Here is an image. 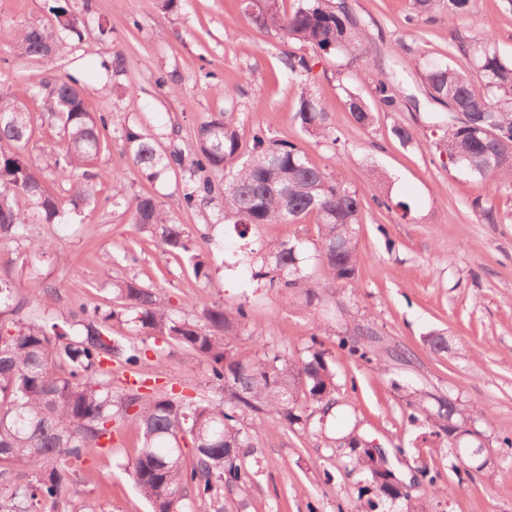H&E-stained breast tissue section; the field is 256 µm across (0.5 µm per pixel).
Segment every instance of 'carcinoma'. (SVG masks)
Returning <instances> with one entry per match:
<instances>
[{"mask_svg": "<svg viewBox=\"0 0 512 512\" xmlns=\"http://www.w3.org/2000/svg\"><path fill=\"white\" fill-rule=\"evenodd\" d=\"M475 0H446L448 19L471 13ZM245 11L256 26L271 28L288 40L323 55L343 56L352 64L369 61L371 40L363 18L344 0H298L287 13L277 0H252ZM57 26L0 27V41L22 57L50 64L54 56L42 52L59 39L58 31H75L78 17L67 5L53 8ZM462 54L480 71L483 89L463 73L464 67L443 60L423 63L419 79L426 98L407 97L415 108L424 105L436 113L431 135L440 155L474 178L512 182V60L503 59L486 35L474 38ZM42 102V119L63 132L66 147L51 165L35 168L26 153L33 129L26 99L0 90V103L24 113L16 123L0 112V238L28 241L29 225L53 224L63 210L83 213L95 198L92 162L102 150L103 132L117 124V116L92 112L85 87L75 77L49 74L31 87ZM404 96L398 76L379 78L372 100L394 111ZM345 109L360 126L374 120V107L359 93L345 90ZM296 117L310 137L338 145L329 116L315 95L301 93ZM125 153L149 180L171 170L181 181L183 208L209 207L215 224H231L238 236L264 224H296L309 215L317 218V251L326 277L353 284L360 256L357 229L363 203L358 191L343 185L313 163L296 144L264 133L242 145L239 131L222 113L197 128L191 159L176 145L161 149L156 136L136 125L122 126ZM227 172L224 184L211 175ZM70 182L63 197L49 183ZM23 196L31 207L22 210L15 199ZM112 205L124 206L131 223L145 229L159 247L183 257L194 278L207 281L211 264L197 244L149 194L125 195L117 189ZM306 243L298 238L268 240L258 248H240L237 262L250 269L248 287L265 288L278 296L302 293L308 302L318 299L302 264ZM38 261H56L62 252L50 241L31 248ZM113 299L120 309L82 306L51 321L27 322L22 317L27 298L13 281L0 277V512H44L73 494L69 461H78L89 448L112 442L108 424L129 421L140 433V448L128 470L149 512H189L187 492L224 512L221 491L238 486L249 470L245 458L253 451L258 428L243 425L246 415L276 417L290 428L314 424L336 427L335 446L360 448L367 441L345 431L347 413L336 399V380L327 352L314 345L306 357L288 358L281 350L262 345L252 358L238 357L230 338L246 326V303L228 307L220 302L202 310L204 323L181 318L168 308L161 292L144 286L136 276L112 281ZM124 320L135 337L114 336L110 322ZM177 346L204 358L210 377L224 387V401L214 403L166 393L143 394L130 387L112 391V368L126 366L132 373L147 351ZM410 421L419 416L433 428L432 435L452 447L460 427L472 413L460 404L409 385H399ZM189 439L193 452L186 463L180 441ZM372 456H345L342 464L361 474L370 493L367 506L410 500L400 484L388 481L390 470L373 468Z\"/></svg>", "mask_w": 512, "mask_h": 512, "instance_id": "cac0c4a2", "label": "carcinoma"}]
</instances>
